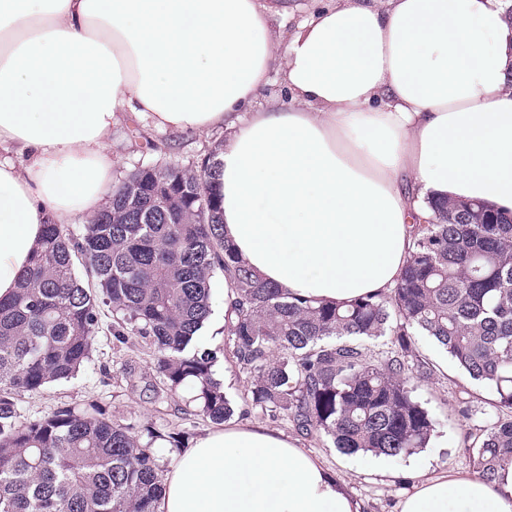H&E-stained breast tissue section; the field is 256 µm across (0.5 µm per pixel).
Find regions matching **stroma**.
<instances>
[{
	"label": "stroma",
	"instance_id": "35a3bbf8",
	"mask_svg": "<svg viewBox=\"0 0 512 512\" xmlns=\"http://www.w3.org/2000/svg\"><path fill=\"white\" fill-rule=\"evenodd\" d=\"M222 131L205 134L176 133L154 128L149 122L127 115L112 129L111 150L115 179H123L135 168L154 162L185 164L222 143ZM212 315L202 334L207 347H223L224 359L217 366L218 378L231 400L234 414L230 425L257 424L294 439L296 445L314 453L345 482L349 492L361 500L367 512H394L399 496L407 488L414 465L434 471L454 468L471 471L468 437L494 416L493 393L464 379L446 353L428 338L418 337L416 347L436 367L432 380L417 389L436 419L428 447L409 457H346L323 438L296 433L284 416H275L252 406L244 374L236 364L224 332V277L211 281ZM155 354L138 336L117 341L112 334V315L103 312L102 327L95 338L89 360L68 382L52 383L40 392L23 395L20 406L29 416H42L66 404L96 403L106 417L136 430L155 429L159 440L152 445L158 457L159 477L167 479L183 452L195 440L214 430L215 424L194 401V391L185 386L171 391L155 368Z\"/></svg>",
	"mask_w": 512,
	"mask_h": 512
}]
</instances>
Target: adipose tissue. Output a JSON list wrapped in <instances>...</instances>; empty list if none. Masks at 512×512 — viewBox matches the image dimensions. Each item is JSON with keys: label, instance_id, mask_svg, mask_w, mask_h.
<instances>
[{"label": "adipose tissue", "instance_id": "ef3b65f1", "mask_svg": "<svg viewBox=\"0 0 512 512\" xmlns=\"http://www.w3.org/2000/svg\"><path fill=\"white\" fill-rule=\"evenodd\" d=\"M279 0H0V298L43 223L112 194L123 111L224 130V238L287 296L394 288L423 200L512 214V24L503 0H328L295 28ZM287 103H254L271 75ZM158 512H364L323 462L259 425L198 438ZM396 512H512L486 482L419 471Z\"/></svg>", "mask_w": 512, "mask_h": 512}]
</instances>
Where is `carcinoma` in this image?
<instances>
[{"label": "carcinoma", "instance_id": "carcinoma-1", "mask_svg": "<svg viewBox=\"0 0 512 512\" xmlns=\"http://www.w3.org/2000/svg\"><path fill=\"white\" fill-rule=\"evenodd\" d=\"M220 151L189 166L136 169L80 234L44 225L20 288L0 299V512H155L164 491L157 457L133 426L95 404L29 418L17 396L74 378L103 304L115 338L148 340L163 381L175 391L194 385L203 412L224 422L234 408L215 378L221 350L200 345L217 271L235 293L224 330L254 405L342 455L407 457L434 430L415 396L435 374L415 348L427 336L496 397L471 448L474 473L492 481L512 463V217L431 200L390 291L342 306L290 300L224 241ZM381 340L390 348L376 358L370 345Z\"/></svg>", "mask_w": 512, "mask_h": 512}]
</instances>
